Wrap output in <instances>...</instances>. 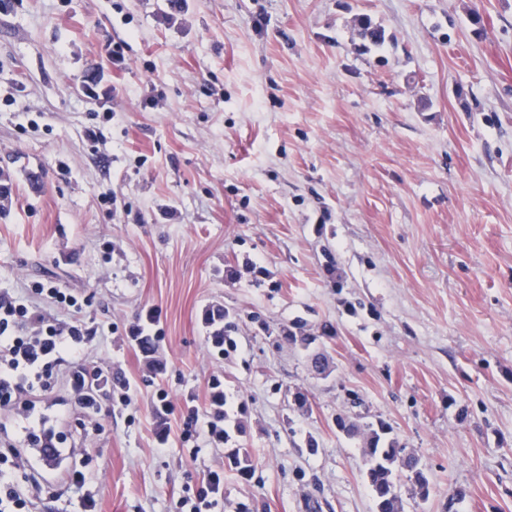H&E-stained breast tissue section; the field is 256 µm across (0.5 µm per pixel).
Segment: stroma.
<instances>
[{"label": "stroma", "mask_w": 512, "mask_h": 512, "mask_svg": "<svg viewBox=\"0 0 512 512\" xmlns=\"http://www.w3.org/2000/svg\"><path fill=\"white\" fill-rule=\"evenodd\" d=\"M169 13L0 0V290L84 298L87 367L128 385L90 442L99 512H180L222 466L180 438L216 373L252 458L225 469L221 512H375L362 442L336 425L355 414L426 465L405 512L459 491L456 512H512V0ZM363 17L383 49H364ZM213 306L238 318L228 359L207 341ZM149 315L156 375L130 337ZM298 319L334 326L313 349L326 372L280 340Z\"/></svg>", "instance_id": "35a3bbf8"}]
</instances>
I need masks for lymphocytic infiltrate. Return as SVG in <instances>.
Here are the masks:
<instances>
[{
  "mask_svg": "<svg viewBox=\"0 0 512 512\" xmlns=\"http://www.w3.org/2000/svg\"><path fill=\"white\" fill-rule=\"evenodd\" d=\"M44 298L56 315L43 311ZM81 309L63 288H29L20 296L0 291V409L12 413L15 425L13 434L0 439V512H31L35 494L45 488L33 463L39 448H59L74 458L65 484L79 493L82 512H96L93 458L79 442L101 429L100 393L109 378L84 364L91 337ZM59 381L67 386L68 406L84 419L79 434L57 429L58 415L46 395Z\"/></svg>",
  "mask_w": 512,
  "mask_h": 512,
  "instance_id": "lymphocytic-infiltrate-1",
  "label": "lymphocytic infiltrate"
}]
</instances>
